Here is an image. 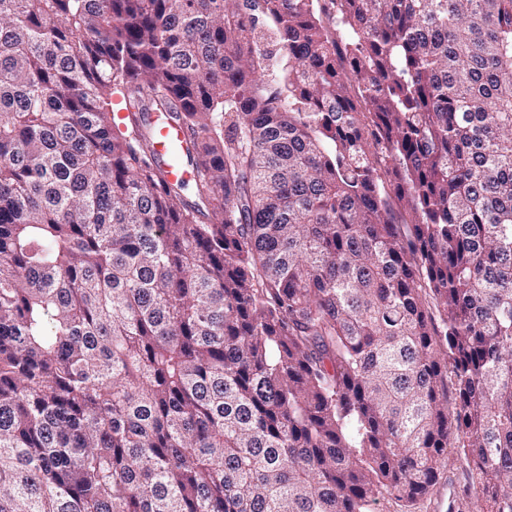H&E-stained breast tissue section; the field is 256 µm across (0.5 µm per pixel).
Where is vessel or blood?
Returning a JSON list of instances; mask_svg holds the SVG:
<instances>
[{
  "mask_svg": "<svg viewBox=\"0 0 512 512\" xmlns=\"http://www.w3.org/2000/svg\"><path fill=\"white\" fill-rule=\"evenodd\" d=\"M189 140L188 130L176 120L156 119L151 124V150L169 184L187 186L196 178L195 169L188 160Z\"/></svg>",
  "mask_w": 512,
  "mask_h": 512,
  "instance_id": "b4317fda",
  "label": "vessel or blood"
}]
</instances>
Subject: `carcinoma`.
Segmentation results:
<instances>
[{"mask_svg":"<svg viewBox=\"0 0 512 512\" xmlns=\"http://www.w3.org/2000/svg\"><path fill=\"white\" fill-rule=\"evenodd\" d=\"M459 456L512 512V0H0V512L410 508ZM190 135L184 125L174 119L152 120L150 146L165 171L169 184L185 187L194 182L196 172L188 160Z\"/></svg>","mask_w":512,"mask_h":512,"instance_id":"cac0c4a2","label":"carcinoma"}]
</instances>
